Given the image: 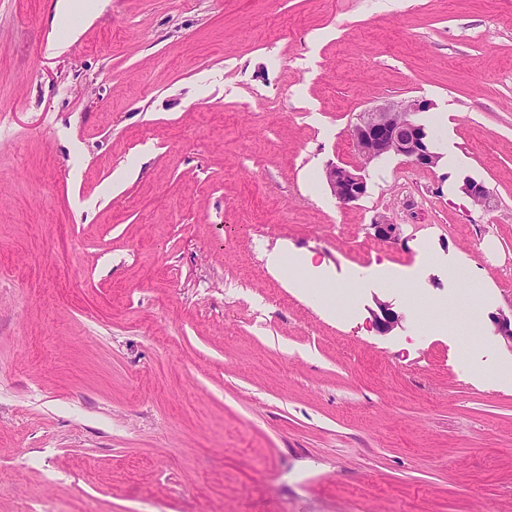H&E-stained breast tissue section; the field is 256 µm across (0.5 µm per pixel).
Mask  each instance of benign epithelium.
<instances>
[{"label": "benign epithelium", "instance_id": "7a95c632", "mask_svg": "<svg viewBox=\"0 0 512 512\" xmlns=\"http://www.w3.org/2000/svg\"><path fill=\"white\" fill-rule=\"evenodd\" d=\"M428 109L426 103L412 99L388 103L358 115L350 135L362 163L358 166L331 164L326 168V181L338 201L344 205L360 200L367 192L366 169L372 162L394 155L404 158L418 168H433L441 155L435 151L433 135L416 120V115ZM463 190L471 202L482 209H490L494 197L482 183L468 180ZM378 236L397 244L399 225L382 218L374 224ZM379 312L374 314V325L381 334L391 332L401 323V316L391 305L377 301ZM495 333L512 345V313L500 311L491 315Z\"/></svg>", "mask_w": 512, "mask_h": 512}]
</instances>
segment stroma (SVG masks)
<instances>
[{"label": "stroma", "mask_w": 512, "mask_h": 512, "mask_svg": "<svg viewBox=\"0 0 512 512\" xmlns=\"http://www.w3.org/2000/svg\"><path fill=\"white\" fill-rule=\"evenodd\" d=\"M57 3L0 0V512H512V0ZM405 99L461 165L339 203ZM463 190L475 206L485 210L492 208L494 197L483 183L472 180L466 181ZM267 264L284 279L288 288H308V281L318 282L323 276L322 266L315 265L313 256L309 254H288L287 258L282 253L274 252L268 255ZM377 306L380 315L374 314V325L379 333L387 334L401 323L402 318L391 308V305L384 301H377Z\"/></svg>", "instance_id": "1"}]
</instances>
